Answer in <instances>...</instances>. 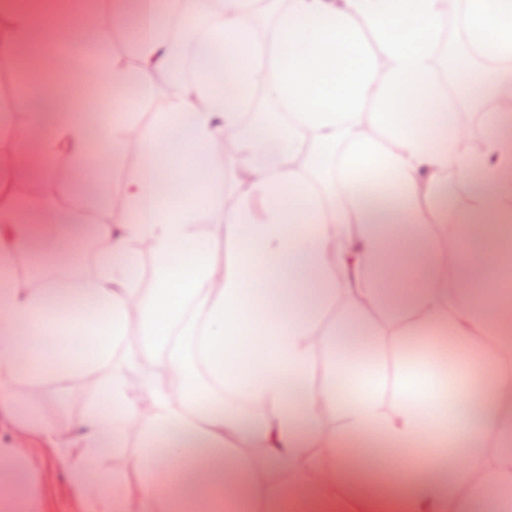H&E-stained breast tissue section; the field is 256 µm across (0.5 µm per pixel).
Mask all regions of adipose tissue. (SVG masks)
Segmentation results:
<instances>
[{
	"label": "adipose tissue",
	"instance_id": "ef3b65f1",
	"mask_svg": "<svg viewBox=\"0 0 512 512\" xmlns=\"http://www.w3.org/2000/svg\"><path fill=\"white\" fill-rule=\"evenodd\" d=\"M32 2L0 0L12 46L1 67L51 43ZM255 3L234 0L218 13L212 0H170L183 26L207 22L199 67L156 122L137 129L140 100L171 72L169 33L154 0H114L116 16L131 9L141 18L136 71L112 61L113 76L133 81L140 99L103 133L117 155L128 149V130L138 131L144 165L122 197L136 218L100 226L108 250L75 297L59 299L40 279L0 289V414L58 447L86 492V512H128L121 484L96 475L95 463L107 448L122 457L121 438L136 423L145 441L136 470L151 476L186 462L175 481L144 491L140 512H254L260 504L266 512H332L340 496L351 512H391L390 495L366 494L359 470L323 466L314 454L325 412L339 413L345 433H372L392 447L436 442V457L454 471L409 470L399 486L409 512H481L483 497L512 486V109L500 104L512 95V70L466 78L464 96L488 105L489 122L481 150L462 153L457 107L436 72L445 0H289L268 40L255 32ZM460 25L473 54L512 60V0H467ZM257 73L287 125L262 118L242 129ZM22 106L28 125L18 154L64 152L82 166L83 122L36 93ZM228 136L239 166L265 172L229 208L213 190L224 172L208 155ZM451 171L469 194L444 251L424 213ZM205 209L224 213L237 244L219 272L193 234ZM83 219L50 201L0 198V277L11 278L18 253L46 231L83 236ZM335 224L347 228L337 247ZM133 241L148 243L157 260L146 294L136 286ZM448 262L449 280L441 273ZM308 292L344 306L334 334L315 337ZM133 304L139 350L89 402L74 437L61 441L17 407L6 380L18 359L35 378L90 372L126 342ZM371 311L448 328L456 358L444 365L403 351L390 373L376 353L356 356L353 339L373 336ZM319 346L329 352V378L316 389L309 367ZM227 391L260 417L225 405ZM388 394L391 412L382 407ZM239 445L260 449V459L238 460ZM267 471L277 480L264 479ZM471 471L483 474L482 497L456 493Z\"/></svg>",
	"mask_w": 512,
	"mask_h": 512
}]
</instances>
